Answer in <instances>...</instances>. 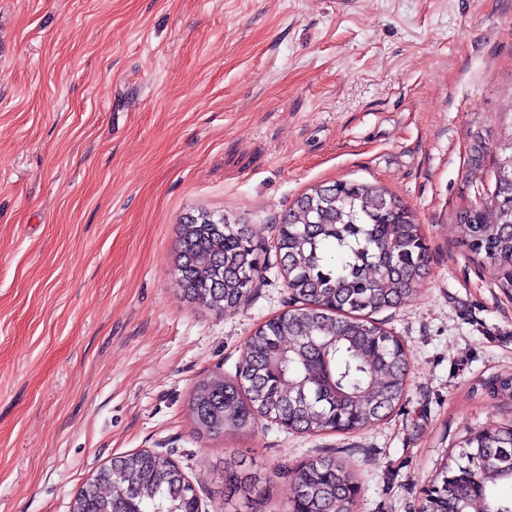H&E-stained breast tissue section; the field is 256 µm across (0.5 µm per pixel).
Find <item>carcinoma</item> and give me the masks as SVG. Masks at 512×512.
<instances>
[{
  "label": "carcinoma",
  "mask_w": 512,
  "mask_h": 512,
  "mask_svg": "<svg viewBox=\"0 0 512 512\" xmlns=\"http://www.w3.org/2000/svg\"><path fill=\"white\" fill-rule=\"evenodd\" d=\"M489 202L457 217L461 243L512 274V132L504 136ZM249 225L199 211L181 224L176 271L191 301L235 309L258 278ZM276 251L296 306L247 339L232 378L195 386L189 409L202 434L243 433L262 418L303 433H349L388 416L403 398L408 357L371 314L400 306L429 273V249L413 208L373 184L339 181L297 197L281 218ZM289 512H352L353 468L314 457L289 472ZM228 512H262L269 478L243 452L224 458ZM512 426L461 441L420 512H512ZM71 512H199L195 487L168 457L117 456L87 482Z\"/></svg>",
  "instance_id": "cac0c4a2"
}]
</instances>
